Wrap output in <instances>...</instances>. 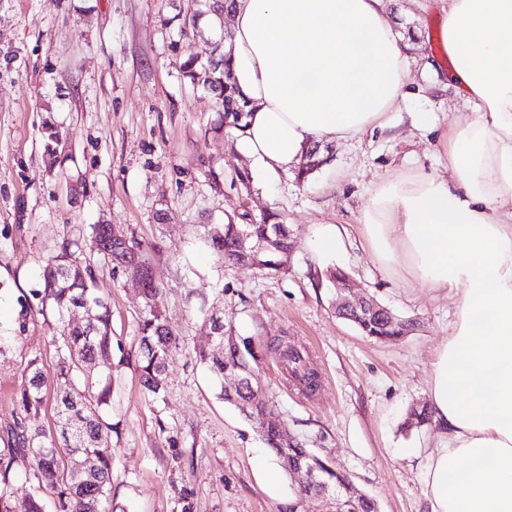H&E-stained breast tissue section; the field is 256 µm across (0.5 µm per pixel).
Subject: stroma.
I'll list each match as a JSON object with an SVG mask.
<instances>
[{"label":"stroma","instance_id":"1","mask_svg":"<svg viewBox=\"0 0 512 512\" xmlns=\"http://www.w3.org/2000/svg\"><path fill=\"white\" fill-rule=\"evenodd\" d=\"M173 0H0V430L15 418L14 393L30 360L53 377V309L19 325L46 253L63 241L87 244L101 222L160 243L151 261L164 286L163 311L181 340L166 374L164 399L147 396L137 370L136 282L111 266L96 271L112 310V500L121 512H280L294 495L261 438L260 422L220 398V385L195 358L206 345L202 321L269 341L288 337L309 353L319 387L287 383L277 355L264 353L252 383L290 431L347 472L380 512H427L422 449L430 428H407L427 402L432 363L448 336L456 297L417 288L380 269L364 242L362 213L379 179L418 170L447 174L436 131L403 123L329 143L328 160L305 183L292 171L266 181L233 135L220 130L211 94L179 73L206 58L210 35L182 36L169 20ZM410 46L408 83L424 97L402 112L433 113L438 127L469 117L450 92L431 90L429 59H442L438 0H385ZM64 144L45 152L43 124ZM250 175L249 184L236 178ZM280 214L293 230L290 259L275 276L218 264L202 237L227 216ZM322 224L347 230L344 251L318 256ZM354 289L417 331L396 342L359 333L336 315L331 268Z\"/></svg>","mask_w":512,"mask_h":512}]
</instances>
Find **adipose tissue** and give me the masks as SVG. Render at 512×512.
<instances>
[{
  "label": "adipose tissue",
  "instance_id": "1",
  "mask_svg": "<svg viewBox=\"0 0 512 512\" xmlns=\"http://www.w3.org/2000/svg\"><path fill=\"white\" fill-rule=\"evenodd\" d=\"M449 79L472 116L440 140L450 178L379 182L361 235L383 271L458 297L433 363L429 512H512V0H446ZM241 138L268 179L308 146L396 128L409 46L384 0H231Z\"/></svg>",
  "mask_w": 512,
  "mask_h": 512
}]
</instances>
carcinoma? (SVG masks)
Here are the masks:
<instances>
[{"mask_svg": "<svg viewBox=\"0 0 512 512\" xmlns=\"http://www.w3.org/2000/svg\"><path fill=\"white\" fill-rule=\"evenodd\" d=\"M189 12L175 6L171 21L178 22L179 32L203 34L201 19L208 18L214 33L211 54L206 61L189 59L181 66L183 78L193 86L213 94L222 112L221 127L232 132L245 129V119L251 104L238 88L230 67V51L224 49V16L229 14V0H192ZM134 256L149 263L148 252H160L154 244H142L132 234H126ZM273 240L259 250L242 251V239ZM291 240L288 225L279 215L268 213L250 224H238L228 217L222 224L207 225L203 238L217 262L236 265L246 261L265 274H277L283 269L279 249ZM90 254L80 257L74 243L64 242L58 251L44 257L41 287L30 294L41 307L52 305L57 313L56 330L51 343L58 358V369L53 379V400L57 415L56 431L46 433L31 430L26 419L38 414L46 401L47 381L36 360L26 368L24 382L15 392L14 404L18 416L6 429L7 448L0 449V512H44L42 490L51 489L55 496L56 512H112V448L108 438L113 427L107 413L112 396V371L94 372L99 364L112 360V311L108 303L96 292V266L103 262L116 270L125 256L112 244L108 224H93L89 233ZM163 287L148 277L144 280L143 310L139 314L138 371L143 388L156 400L165 392V373L170 359L180 346L179 337L169 328L162 310ZM90 310L91 319L74 323L67 319L74 309ZM394 322L383 318L358 319L354 325L369 338L378 341H398L417 328L413 318L393 316ZM279 351L285 370L291 378L310 389L317 373L300 350L284 340L271 343ZM196 360L203 364L218 380H224V367L237 366L244 374H253L259 362V344L253 337L244 336L240 346L224 351L216 347H203L196 351ZM254 395L246 386L228 390L221 387L225 402L235 406L238 401ZM261 433L268 448L276 457L287 456L311 463L317 471V482L294 487L295 494L317 493L324 485L340 486L347 480L338 467L320 458L302 442L290 448L283 443L275 424L280 413L269 403ZM76 451L89 459L91 466L79 479L65 476L60 469L57 449ZM29 454L36 463L34 474L37 485L25 500L17 502L8 490L11 463L18 455Z\"/></svg>", "mask_w": 512, "mask_h": 512, "instance_id": "cac0c4a2", "label": "carcinoma"}]
</instances>
